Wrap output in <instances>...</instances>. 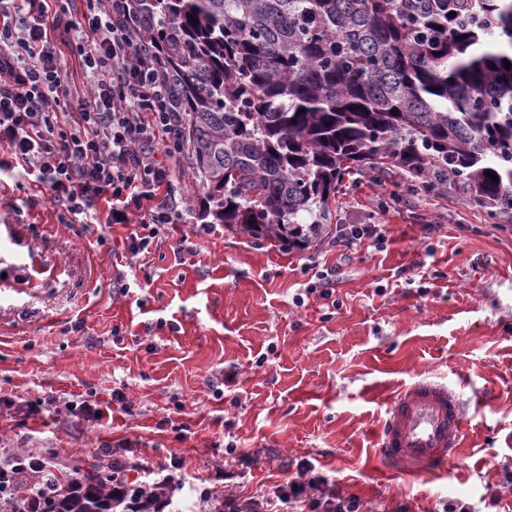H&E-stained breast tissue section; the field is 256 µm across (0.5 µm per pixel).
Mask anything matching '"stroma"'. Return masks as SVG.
<instances>
[{"label":"stroma","mask_w":512,"mask_h":512,"mask_svg":"<svg viewBox=\"0 0 512 512\" xmlns=\"http://www.w3.org/2000/svg\"><path fill=\"white\" fill-rule=\"evenodd\" d=\"M166 163L176 233L136 255L131 225L61 223L31 176L0 173V446L55 455L60 486L131 452L179 508L255 496L293 456L367 512H486L492 495L512 512V222L457 187L431 194L364 167L339 186L320 245L286 250L220 224L199 236L204 192L185 155ZM355 224L385 232L386 248L340 246ZM324 273L331 302L310 292ZM420 374L459 393L462 447L441 476L390 477L387 403ZM229 445L258 464L227 486L215 471Z\"/></svg>","instance_id":"stroma-1"}]
</instances>
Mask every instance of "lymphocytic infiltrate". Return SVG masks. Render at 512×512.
<instances>
[{
    "mask_svg": "<svg viewBox=\"0 0 512 512\" xmlns=\"http://www.w3.org/2000/svg\"><path fill=\"white\" fill-rule=\"evenodd\" d=\"M73 35L87 92L72 97L53 32ZM129 0H0V171L35 173L54 202L81 215L107 203L106 223L133 224L131 253L147 250L179 215L158 202L172 191L163 161L176 152L179 117L166 111L167 90L152 54L137 48ZM163 157H156V150ZM55 464L45 457L0 458V499L38 512L36 492L52 495ZM271 493L245 502L224 497V512H365L307 460L288 459Z\"/></svg>",
    "mask_w": 512,
    "mask_h": 512,
    "instance_id": "1",
    "label": "lymphocytic infiltrate"
}]
</instances>
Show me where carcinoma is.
Returning <instances> with one entry per match:
<instances>
[{"mask_svg": "<svg viewBox=\"0 0 512 512\" xmlns=\"http://www.w3.org/2000/svg\"><path fill=\"white\" fill-rule=\"evenodd\" d=\"M130 3L205 190L201 219L308 248L367 164L512 217V0ZM94 478L88 494L74 479L55 489L44 512H126L111 478Z\"/></svg>", "mask_w": 512, "mask_h": 512, "instance_id": "cac0c4a2", "label": "carcinoma"}]
</instances>
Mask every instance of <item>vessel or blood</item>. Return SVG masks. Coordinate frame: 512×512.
Wrapping results in <instances>:
<instances>
[{"label": "vessel or blood", "instance_id": "b4317fda", "mask_svg": "<svg viewBox=\"0 0 512 512\" xmlns=\"http://www.w3.org/2000/svg\"><path fill=\"white\" fill-rule=\"evenodd\" d=\"M463 434L456 395L420 376L392 398L380 432L379 455L403 476L441 473L455 460Z\"/></svg>", "mask_w": 512, "mask_h": 512}]
</instances>
